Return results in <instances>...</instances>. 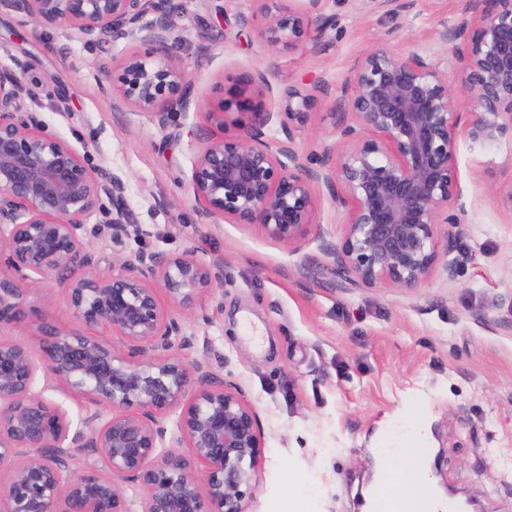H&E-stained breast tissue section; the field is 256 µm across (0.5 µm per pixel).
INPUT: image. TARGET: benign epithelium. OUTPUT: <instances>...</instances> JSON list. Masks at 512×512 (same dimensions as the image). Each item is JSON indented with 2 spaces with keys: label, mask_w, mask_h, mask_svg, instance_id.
<instances>
[{
  "label": "benign epithelium",
  "mask_w": 512,
  "mask_h": 512,
  "mask_svg": "<svg viewBox=\"0 0 512 512\" xmlns=\"http://www.w3.org/2000/svg\"><path fill=\"white\" fill-rule=\"evenodd\" d=\"M253 2L272 52L327 22L323 0ZM367 2L407 16L417 0ZM179 8L177 0H0V10L76 30L90 49L141 40L147 50L123 59L112 91L162 120L192 103L191 82L167 47ZM394 38L389 31L349 69L327 113L336 140L316 167L303 162L296 135L329 85L289 87L278 112L263 104L268 73L239 89L253 119L240 120L238 136L209 142L193 168L200 223L258 225L294 250L312 237L341 291H412L438 273L454 276L455 238L438 226L461 223L465 212L455 141L461 133L475 143L512 138V0H459L424 37L442 55L419 43L395 52ZM450 58L471 94L466 114L453 104ZM26 74L21 61L0 71V254L13 269L0 270V331L24 317L29 289L16 272L34 284L57 281L85 330L45 322L37 352L0 336V512H132L122 481L139 488V512H246L264 455L258 413L238 383L185 354L194 339L182 319L219 291L213 264L192 250H140L112 275L95 273L79 231L103 198L112 200V240L143 230L122 205L118 174L91 165L39 113L18 111ZM232 106L222 100L207 117L222 128ZM271 125L278 136L267 133ZM319 186L345 211L336 243L315 221ZM98 327L109 335L90 333ZM40 367L94 407L84 431L70 435L66 413L36 389ZM103 405L106 417L96 410ZM173 413L177 449L163 451ZM77 448L94 449L106 470L75 473Z\"/></svg>",
  "instance_id": "1"
}]
</instances>
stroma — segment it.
Masks as SVG:
<instances>
[{"mask_svg":"<svg viewBox=\"0 0 512 512\" xmlns=\"http://www.w3.org/2000/svg\"><path fill=\"white\" fill-rule=\"evenodd\" d=\"M456 6L418 0L409 16L390 18L359 0H323L332 25L273 56L257 37L251 0H182L171 51L198 102L163 124L101 88L100 64L119 76L117 62L142 43L90 50L76 30L0 13V68L27 65L21 111L40 113L49 130L120 175L126 208L145 231L114 242L104 200L81 232L97 273L111 275L143 248L191 249L213 264L221 289L185 322L195 338L188 357L239 383L257 409L265 448L247 512H366L377 482L406 467L424 471L436 496L453 489L477 512H512V140L457 138L465 213L452 233L463 261L453 280L437 275L414 291H332L317 241L293 251L257 225L199 223L190 190L209 140L239 133L206 117L229 89L269 72L265 108L279 111L288 87L339 86L388 29L402 51ZM243 16L250 25H240ZM329 109L319 101L298 134L303 158L316 160L330 141ZM45 322L77 325L52 281L32 290L5 334L34 346Z\"/></svg>","mask_w":512,"mask_h":512,"instance_id":"35a3bbf8","label":"stroma"}]
</instances>
